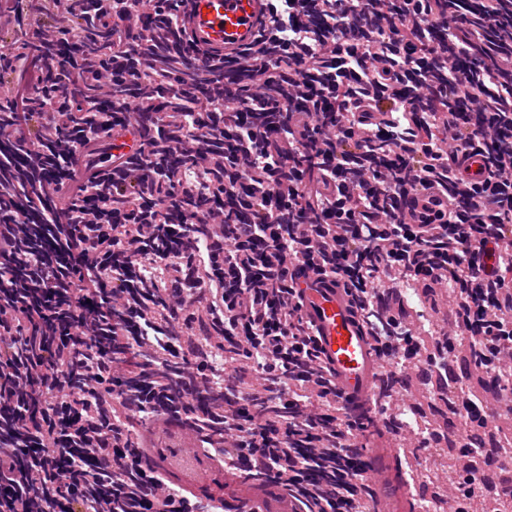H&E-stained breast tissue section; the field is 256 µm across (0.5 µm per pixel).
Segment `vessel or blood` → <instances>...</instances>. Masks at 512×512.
<instances>
[{"instance_id":"b4317fda","label":"vessel or blood","mask_w":512,"mask_h":512,"mask_svg":"<svg viewBox=\"0 0 512 512\" xmlns=\"http://www.w3.org/2000/svg\"><path fill=\"white\" fill-rule=\"evenodd\" d=\"M266 19L264 0H189L183 16L189 44L224 54L231 61L256 43ZM444 199L416 188L402 206L413 223H421L426 209H438ZM300 301L313 326L323 366L341 393V403L361 414L371 408L378 382L380 361L357 315L350 295L334 279L309 271L297 278ZM149 466L186 490H206L209 497L225 503L228 512H291L281 494L260 488L245 476H237L227 488L215 485L219 472L212 459L188 444L181 428L159 426ZM367 480L376 493L379 512H395L394 471L376 451L368 453Z\"/></svg>"}]
</instances>
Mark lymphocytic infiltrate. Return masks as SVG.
<instances>
[{
  "mask_svg": "<svg viewBox=\"0 0 512 512\" xmlns=\"http://www.w3.org/2000/svg\"><path fill=\"white\" fill-rule=\"evenodd\" d=\"M187 2L49 0L61 24L0 44L1 70L39 73L0 101V512H220L143 460L136 421L173 420L161 386L121 384L178 345V398H224L217 431L184 421L195 447L293 512H373L348 462L367 426L320 364L299 267L349 288L382 398L399 358L485 387L449 404L471 427L453 447L512 419V0H269L233 75L187 46ZM118 128L140 151L80 181ZM466 152L483 180L463 181ZM419 185L449 204L428 233L400 207ZM441 290L449 330L417 336ZM482 453L511 500L512 452ZM485 486L461 473L449 512Z\"/></svg>",
  "mask_w": 512,
  "mask_h": 512,
  "instance_id": "f902f5d3",
  "label": "lymphocytic infiltrate"
}]
</instances>
